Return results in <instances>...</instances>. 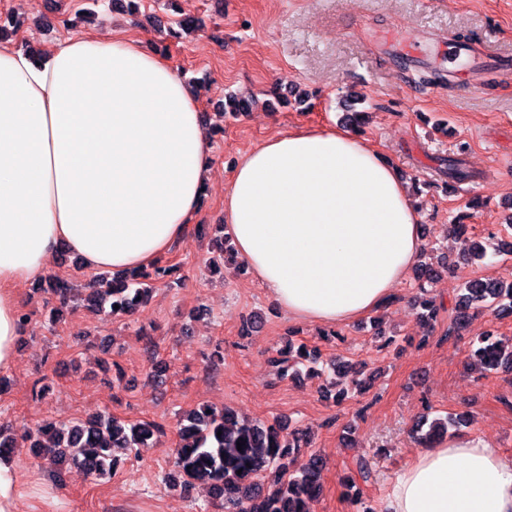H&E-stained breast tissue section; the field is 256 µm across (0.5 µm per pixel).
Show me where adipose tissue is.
<instances>
[{"label": "adipose tissue", "mask_w": 512, "mask_h": 512, "mask_svg": "<svg viewBox=\"0 0 512 512\" xmlns=\"http://www.w3.org/2000/svg\"><path fill=\"white\" fill-rule=\"evenodd\" d=\"M214 159L192 87L143 41L68 38L48 56L0 48V369L24 328L16 288L61 249L90 269L154 265L192 230ZM234 251L299 321L386 303L424 247L408 189L345 128L270 138L224 193ZM390 512H512V459L484 439L422 449Z\"/></svg>", "instance_id": "1"}]
</instances>
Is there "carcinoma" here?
Listing matches in <instances>:
<instances>
[{"mask_svg": "<svg viewBox=\"0 0 512 512\" xmlns=\"http://www.w3.org/2000/svg\"><path fill=\"white\" fill-rule=\"evenodd\" d=\"M154 290L146 280L115 278L104 288H92L86 301L96 310L113 315L130 314L145 303ZM487 310L512 314V283L474 279L455 306L448 335L467 326L469 311ZM473 360L487 372L512 366V338L488 333L478 337ZM319 358L318 350L301 344L282 352V375L299 371ZM465 423L462 416L448 414L432 420L423 416L412 428L415 441L425 447ZM163 432L154 422L128 424L110 413L84 421L49 422L28 431L23 439L37 454L55 465L73 464L95 477L112 473L116 451L145 446ZM180 442L172 451L169 485L189 493L196 483L206 485L223 503L224 512H307V501L321 490L325 459L307 451L306 433L272 423L241 418L230 407L202 408L184 415L179 424ZM242 449H237V443Z\"/></svg>", "mask_w": 512, "mask_h": 512, "instance_id": "cac0c4a2", "label": "carcinoma"}]
</instances>
